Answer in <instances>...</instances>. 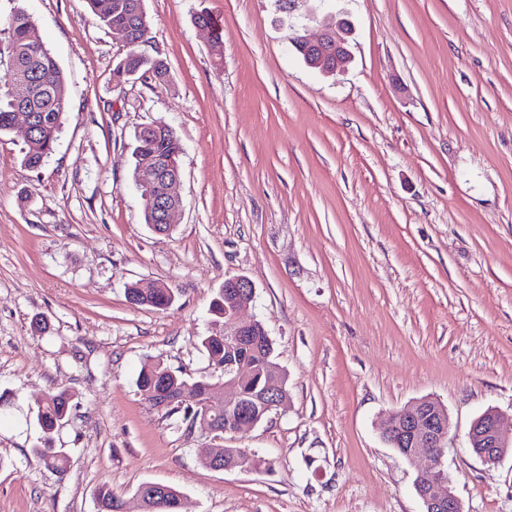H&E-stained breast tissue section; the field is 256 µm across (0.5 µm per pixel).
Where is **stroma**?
Wrapping results in <instances>:
<instances>
[{
    "label": "stroma",
    "instance_id": "35a3bbf8",
    "mask_svg": "<svg viewBox=\"0 0 512 512\" xmlns=\"http://www.w3.org/2000/svg\"><path fill=\"white\" fill-rule=\"evenodd\" d=\"M18 6L70 108L38 170L22 129L0 134V512H98L104 484L140 512L145 482L182 492V512H424L428 459L383 435L423 397L448 411L442 465L465 512H512V456L487 464L467 441L491 408L512 432V0H144L138 51L168 73L120 86L129 49L87 0H0V18ZM341 15L348 68L308 67L293 39ZM159 120L183 147L167 236L133 179L136 135ZM239 275L290 401L224 436L269 468L216 471L198 458L209 434L136 379L160 359L219 381L199 339ZM149 281L170 308L128 302ZM58 389L72 396L61 476L33 453L30 412Z\"/></svg>",
    "mask_w": 512,
    "mask_h": 512
}]
</instances>
